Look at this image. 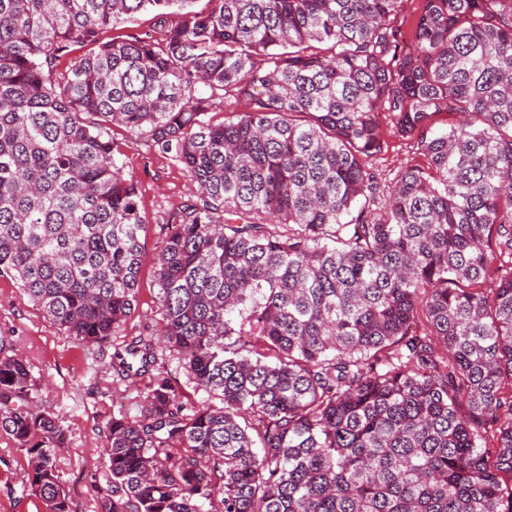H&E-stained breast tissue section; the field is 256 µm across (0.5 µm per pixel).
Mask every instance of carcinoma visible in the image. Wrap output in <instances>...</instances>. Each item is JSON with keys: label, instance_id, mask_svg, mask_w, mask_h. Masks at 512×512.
Wrapping results in <instances>:
<instances>
[{"label": "carcinoma", "instance_id": "carcinoma-1", "mask_svg": "<svg viewBox=\"0 0 512 512\" xmlns=\"http://www.w3.org/2000/svg\"><path fill=\"white\" fill-rule=\"evenodd\" d=\"M193 2L0 0V276L100 345L145 232L103 128L198 187L155 257L159 335L112 370L167 350L207 399L160 371L140 418H112L101 512H512V0H421L409 51L401 0ZM170 9L160 39L101 40ZM231 96L249 110L209 118ZM439 112L461 121L437 132ZM383 116L428 161L390 186L366 163ZM37 398L1 356L0 404L20 405L0 434L47 512H72L67 431Z\"/></svg>", "mask_w": 512, "mask_h": 512}]
</instances>
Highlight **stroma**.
<instances>
[{"label": "stroma", "mask_w": 512, "mask_h": 512, "mask_svg": "<svg viewBox=\"0 0 512 512\" xmlns=\"http://www.w3.org/2000/svg\"><path fill=\"white\" fill-rule=\"evenodd\" d=\"M106 137L125 175L138 188L140 210L147 225L141 237L143 263L137 303L126 322L99 346L83 347L52 324L44 312L10 277L0 276V340L11 342L29 362L41 393V409L62 419L68 446L59 459V473L69 490L75 512H96L94 483H105L107 426L112 418H139L155 375L122 381L109 369L114 346L158 328L161 314L156 300L154 259L167 220L193 199L192 183L171 159L150 150L125 129L108 126ZM383 177L394 178L406 168L426 166L414 140L383 131V148L367 161ZM26 454L0 435V512H45L29 480Z\"/></svg>", "instance_id": "obj_1"}]
</instances>
